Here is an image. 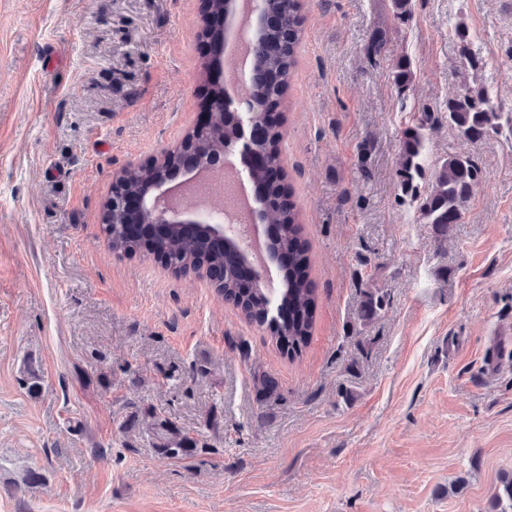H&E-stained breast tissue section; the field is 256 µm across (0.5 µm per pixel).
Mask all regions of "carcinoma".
<instances>
[{
    "mask_svg": "<svg viewBox=\"0 0 512 512\" xmlns=\"http://www.w3.org/2000/svg\"><path fill=\"white\" fill-rule=\"evenodd\" d=\"M265 13L276 20L256 34L257 49L253 57L255 77L250 84L252 96L261 106L279 102L288 87V78L296 62L303 24L301 0H263ZM431 117L427 114L418 123L402 132L400 173L404 186L418 203L422 220L435 226L439 236L448 234V227L461 222L467 204L481 181V169L468 155L452 154L434 174L431 187L421 196L413 186L414 175L421 174L420 160L424 152V130ZM448 123L464 137L476 140L489 133L512 134V116H503L493 105L488 92L466 87L464 92L448 101ZM253 142L262 148L255 165L247 173L255 202H265L262 220L275 225V234L268 245L272 257H283V288L265 287L263 280L251 277L252 286H240L242 272L251 269L247 256L228 238L216 242L209 233L198 229L188 235L180 224H167L161 232L135 236L128 231L126 213L105 208L103 232L112 251L123 256L150 255L163 258L164 266L183 273L206 263L222 271L224 299L233 303L248 319L267 327L276 345L289 356L299 355L308 344L314 326L316 288L309 278L310 259L301 240L302 225L296 203L279 182L269 180L272 171L281 169L279 142L281 133L262 122L254 125ZM164 175V171L144 167L130 168L123 176V191L128 197L139 195L147 183ZM275 296L276 308L288 310V321L273 314L269 297ZM385 306L380 290L369 292L361 309V318L368 322ZM154 451L168 458L192 455L184 437L173 427L157 424L152 427ZM493 512H512V475L504 474L492 497Z\"/></svg>",
    "mask_w": 512,
    "mask_h": 512,
    "instance_id": "carcinoma-1",
    "label": "carcinoma"
}]
</instances>
